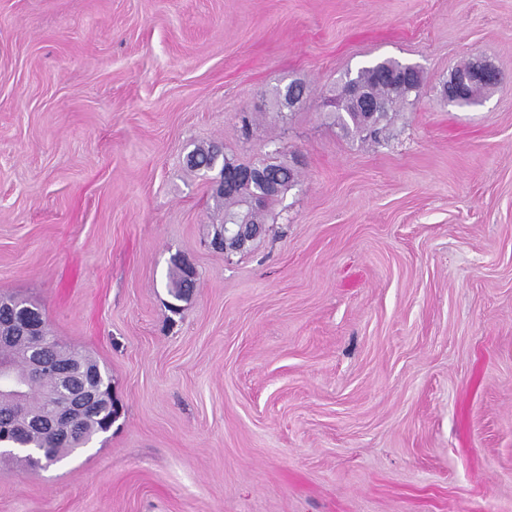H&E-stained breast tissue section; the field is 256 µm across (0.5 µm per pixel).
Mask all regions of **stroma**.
<instances>
[{"label":"stroma","mask_w":512,"mask_h":512,"mask_svg":"<svg viewBox=\"0 0 512 512\" xmlns=\"http://www.w3.org/2000/svg\"><path fill=\"white\" fill-rule=\"evenodd\" d=\"M385 59L424 81L376 144L330 101ZM212 143L298 170L238 250ZM0 294L122 407L0 512H512V0H0ZM500 81L499 70L490 62L478 58L469 62L467 70L455 73L452 80L444 87L442 95L450 105L465 104L467 107H473L483 101L472 96L473 86L483 85L487 91L492 84ZM220 149L219 145H210L207 148L195 147L188 154V167L191 170L202 172L204 176H207L208 173L214 170L220 171L229 160ZM183 275L186 279L183 278ZM183 275L182 264L180 261L174 260V268L171 269L168 276V291L176 301L184 300L191 288L194 287V284L188 280H195V271L190 266L184 265Z\"/></svg>","instance_id":"stroma-1"}]
</instances>
